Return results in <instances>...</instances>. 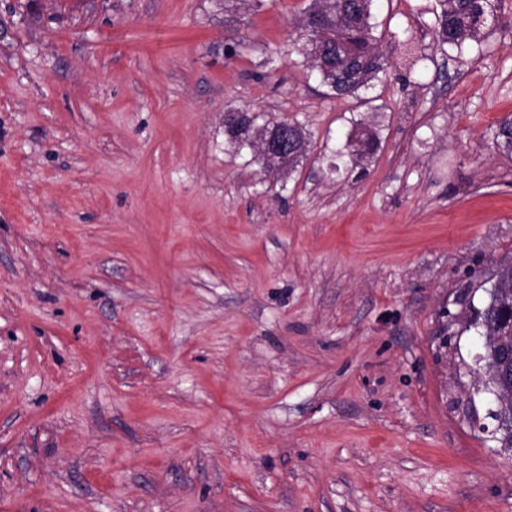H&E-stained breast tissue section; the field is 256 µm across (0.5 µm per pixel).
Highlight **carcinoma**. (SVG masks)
<instances>
[{"label": "carcinoma", "mask_w": 512, "mask_h": 512, "mask_svg": "<svg viewBox=\"0 0 512 512\" xmlns=\"http://www.w3.org/2000/svg\"><path fill=\"white\" fill-rule=\"evenodd\" d=\"M374 0H322L320 8L325 12L326 25L322 31L311 30L307 23H302L305 37L297 47L310 69L322 84L326 85L336 96H353L361 88L387 73V65L380 53L381 37L376 35L377 25L372 23ZM505 0H438L435 10V43L440 50L447 48L461 54L466 50L482 52L484 41L492 30V23L498 19ZM334 49L330 56H316L319 46ZM240 117L241 128L227 131V140L238 149H248L252 160L259 159V150L248 135L256 127L257 116L251 112L235 111ZM265 129H274L296 139L299 152L291 158L296 161L304 155L308 145L309 133L296 121H280L263 125ZM499 145L506 153H512V122L504 119L500 122L497 134ZM379 145L377 131L363 122H356L346 134L340 150L345 163L353 168L369 161ZM491 287L506 288L512 292V263L498 269L491 277ZM480 336L498 334L499 323L512 318V306L488 303L477 313Z\"/></svg>", "instance_id": "cac0c4a2"}]
</instances>
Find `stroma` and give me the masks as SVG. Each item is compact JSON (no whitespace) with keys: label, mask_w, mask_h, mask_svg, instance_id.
I'll return each mask as SVG.
<instances>
[{"label":"stroma","mask_w":512,"mask_h":512,"mask_svg":"<svg viewBox=\"0 0 512 512\" xmlns=\"http://www.w3.org/2000/svg\"><path fill=\"white\" fill-rule=\"evenodd\" d=\"M309 3L0 0V512H512L463 328L512 260V0L463 56L376 0L355 98L291 51ZM227 114H233L240 117L239 122L241 124V128L235 132L227 131L224 128L227 140L238 147L239 150L249 149L252 154V160H258L259 162L262 160L266 170L276 168L280 161L288 160V157H291L296 153L295 147L290 146L288 138L294 137L296 139L297 148H299V152L292 157L291 160H288V163H292L300 156L304 155L308 145L309 133H307L305 128L298 122L284 120L272 123L271 125L270 123H267L261 127H256L255 121L259 117L257 113L254 115L253 112L229 110L227 111ZM252 128L274 129L275 131L278 130L288 134V137H281L280 139H277L267 132L262 133L260 134V148L258 150L257 146L248 135V131ZM259 152L261 154V160ZM378 145L377 131L369 124L356 122L346 134L339 154L352 168L362 167L376 152Z\"/></svg>","instance_id":"obj_1"}]
</instances>
